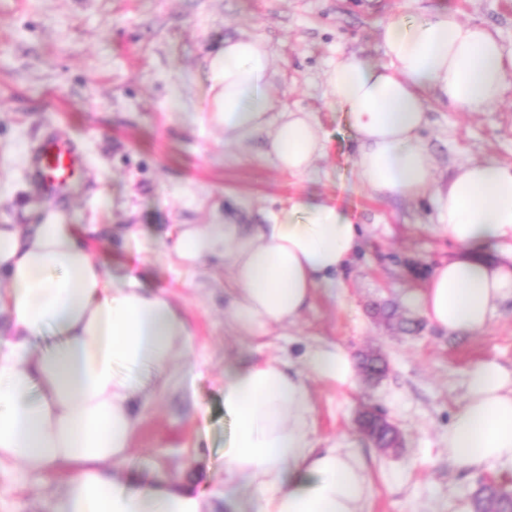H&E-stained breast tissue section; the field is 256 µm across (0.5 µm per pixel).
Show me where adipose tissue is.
I'll list each match as a JSON object with an SVG mask.
<instances>
[{"label":"adipose tissue","instance_id":"adipose-tissue-1","mask_svg":"<svg viewBox=\"0 0 512 512\" xmlns=\"http://www.w3.org/2000/svg\"><path fill=\"white\" fill-rule=\"evenodd\" d=\"M386 63L339 54L326 74L331 103L355 133L361 185L376 195L429 196L435 233L455 245L411 300L431 325L454 336L483 333L498 303L512 297V164L469 160L437 181L421 137L430 100L465 112L501 104L512 86V51L483 24L452 8L382 27ZM212 112L226 141L264 137L266 160L294 174L312 171L324 152L320 124L306 112L277 108L272 53L260 36L229 38L208 53ZM96 225L77 230L61 213L45 223L0 224V464L25 473L68 471L46 512H216L164 474L151 481L121 468L141 421L134 369L163 372L187 363L191 333L165 293L135 274L115 280L87 244ZM359 244L356 224L336 206L300 199L247 231L207 224L181 231L180 262L223 255L232 288L228 318L251 335L288 327L315 290L336 275ZM304 371L266 357L224 364V410L233 419L224 451L226 512H361L371 494L364 462L331 447L314 450L304 373L352 383L348 353H308ZM457 470L512 462V372L493 360L474 365L467 394L448 425Z\"/></svg>","mask_w":512,"mask_h":512}]
</instances>
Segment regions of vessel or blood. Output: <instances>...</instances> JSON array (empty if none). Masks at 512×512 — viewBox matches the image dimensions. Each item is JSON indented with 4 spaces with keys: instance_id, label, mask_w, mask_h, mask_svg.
Returning <instances> with one entry per match:
<instances>
[{
    "instance_id": "vessel-or-blood-1",
    "label": "vessel or blood",
    "mask_w": 512,
    "mask_h": 512,
    "mask_svg": "<svg viewBox=\"0 0 512 512\" xmlns=\"http://www.w3.org/2000/svg\"><path fill=\"white\" fill-rule=\"evenodd\" d=\"M30 168L44 193L54 200L65 199L71 186L87 173L84 154L55 130L44 134L30 157Z\"/></svg>"
}]
</instances>
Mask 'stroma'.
<instances>
[{
	"instance_id": "obj_1",
	"label": "stroma",
	"mask_w": 512,
	"mask_h": 512,
	"mask_svg": "<svg viewBox=\"0 0 512 512\" xmlns=\"http://www.w3.org/2000/svg\"><path fill=\"white\" fill-rule=\"evenodd\" d=\"M451 7L495 31L512 50V0H0V224H39L50 201L29 169L43 135L56 129L84 153L90 171L60 210L72 224H95L91 249L113 278L138 267L147 287L181 306L192 329L195 380L146 374L155 395L123 463L134 475L168 473L194 492L222 489L232 424L224 411V361L257 355L300 361L338 347L380 353L374 385L309 378L314 447L335 446L367 466L372 494L363 512H471L481 475L512 477V463L462 473L448 457V424L466 394L471 367L497 361L512 371V299L485 333L456 337L421 319L410 301L434 266L456 249L430 229L428 198H379L357 179L353 131L329 107L325 75L339 52L384 62L382 24ZM264 36L273 54L271 93L279 107L314 115L326 135L309 174L278 170L263 142L224 141L209 121L204 59L227 38ZM180 107H172L173 98ZM423 131L448 178L471 159L512 164V108L460 112L430 101ZM318 196L358 224L360 247L335 293H316L287 332L254 338L224 315L223 258L182 264L170 248L197 224H262L292 200ZM136 239H128V231ZM398 427L384 452L357 429L361 405ZM62 473L29 477L0 466V512H45Z\"/></svg>"
}]
</instances>
